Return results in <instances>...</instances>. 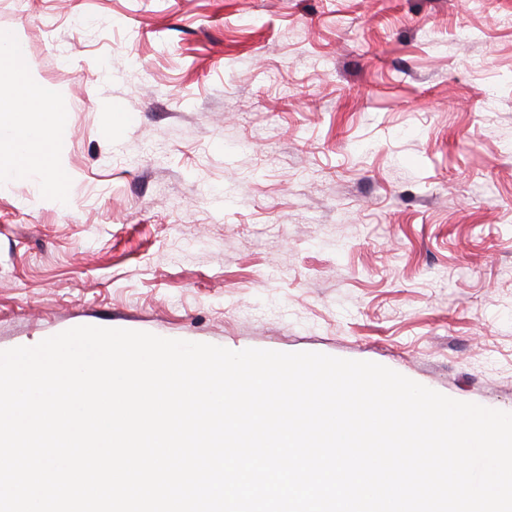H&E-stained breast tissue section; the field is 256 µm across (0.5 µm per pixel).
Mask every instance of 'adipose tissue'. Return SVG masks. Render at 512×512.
Instances as JSON below:
<instances>
[{
	"label": "adipose tissue",
	"mask_w": 512,
	"mask_h": 512,
	"mask_svg": "<svg viewBox=\"0 0 512 512\" xmlns=\"http://www.w3.org/2000/svg\"><path fill=\"white\" fill-rule=\"evenodd\" d=\"M56 101L55 88L44 86L38 96L26 98L23 110L0 113V146L10 150L9 161L0 164V186L35 177L48 195L65 199L68 183L54 146L67 141L72 132L55 121Z\"/></svg>",
	"instance_id": "1"
}]
</instances>
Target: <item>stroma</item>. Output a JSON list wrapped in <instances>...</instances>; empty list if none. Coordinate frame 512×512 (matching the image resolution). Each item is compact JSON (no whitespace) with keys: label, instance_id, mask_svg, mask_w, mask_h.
I'll return each instance as SVG.
<instances>
[{"label":"stroma","instance_id":"stroma-1","mask_svg":"<svg viewBox=\"0 0 512 512\" xmlns=\"http://www.w3.org/2000/svg\"><path fill=\"white\" fill-rule=\"evenodd\" d=\"M510 14L0 0L72 130L65 202L0 188V350L90 325L320 352L512 412Z\"/></svg>","mask_w":512,"mask_h":512}]
</instances>
